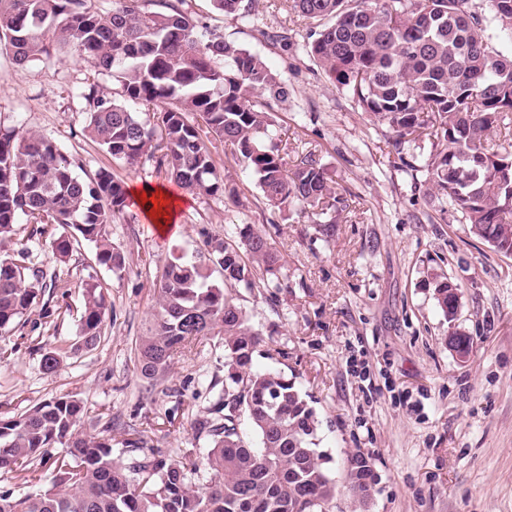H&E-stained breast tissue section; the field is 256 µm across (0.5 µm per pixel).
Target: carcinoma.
Returning a JSON list of instances; mask_svg holds the SVG:
<instances>
[{"label":"carcinoma","instance_id":"1","mask_svg":"<svg viewBox=\"0 0 512 512\" xmlns=\"http://www.w3.org/2000/svg\"><path fill=\"white\" fill-rule=\"evenodd\" d=\"M91 0H0V50L16 63L72 49L121 87V99L90 91L85 131L112 158L135 167L152 161L181 188L224 195L235 188L219 172L218 144L252 171L264 204L324 209L334 187L313 153L288 169V140L259 101L287 100L282 78L263 56L195 21L185 0H112L102 15ZM242 20L253 0H213ZM317 23L304 51L394 145L432 139L421 165L429 190L450 202L472 233L512 254V151L489 146L492 133L512 128V55L496 49L489 24L512 31V0H285ZM162 104L151 124L134 107ZM128 207L122 182L101 170L81 179L57 143L21 126L0 128V241L16 224L49 238L63 262L75 244H94L98 264L126 267L107 225ZM236 246L207 241L211 280L201 262L172 255L157 283L156 307L137 346L140 375L164 377L175 355L206 336L224 340V385L209 414L194 422L204 448H183L167 460L142 438L128 439L129 463L113 457L112 426L81 434L84 404L54 397L0 419V478L55 464L49 485L14 497L0 491V512H330L337 483L318 448L320 421L295 382L273 358L228 288L253 290L278 277L280 257L252 224L235 226ZM22 248L0 259V333H8L45 289L67 287L52 270L28 266ZM108 303L99 285H84L78 341L94 346ZM65 447L63 453L57 446ZM369 462L347 459L343 479L354 495L371 497Z\"/></svg>","mask_w":512,"mask_h":512}]
</instances>
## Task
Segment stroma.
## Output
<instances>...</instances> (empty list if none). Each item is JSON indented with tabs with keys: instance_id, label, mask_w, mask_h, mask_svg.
<instances>
[{
	"instance_id": "stroma-1",
	"label": "stroma",
	"mask_w": 512,
	"mask_h": 512,
	"mask_svg": "<svg viewBox=\"0 0 512 512\" xmlns=\"http://www.w3.org/2000/svg\"><path fill=\"white\" fill-rule=\"evenodd\" d=\"M201 24L259 51L288 90L287 102L268 99L288 133V161L314 153L335 186L327 215L330 242L316 238L317 218L299 209L274 212L254 176L232 158L217 156L240 201L187 195L179 229L160 237L140 208L109 224L113 246L127 257L123 271L99 265L93 244L81 242L66 262L17 225L0 244V258L29 247L40 267L57 268L66 296L40 299L0 336V419L54 397L85 405L81 430L112 426L115 456L130 461L123 440L144 435L162 457L198 447L193 422L211 405L224 380V344L207 337L175 359L169 373L147 387L135 348L155 307L156 278L172 254H206V234L235 242V225L265 230L281 257V287L241 292L250 323L285 358L256 361L276 369L309 395L321 426L320 448L342 477L348 457L373 466L370 512H512V256L473 235L454 210H441L418 168L432 147L422 138L396 153L384 126L330 83L304 54L309 23L284 14L279 0H257L259 28L217 10L212 0H185ZM287 26V48L266 43L261 30ZM120 87L91 61L60 53L26 65L0 52V126H22L53 138L85 179L102 169L125 186L172 181L147 161L129 168L84 130L83 94ZM448 279L459 310L447 320L433 283ZM96 281L111 312L98 343L71 353L83 311V285ZM470 337L458 360L448 337ZM63 361L46 372V351Z\"/></svg>"
}]
</instances>
